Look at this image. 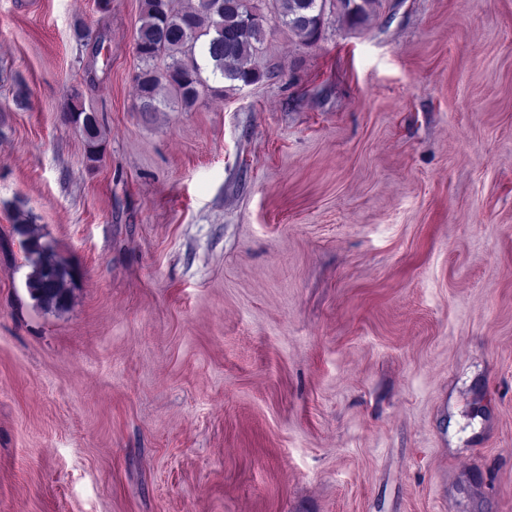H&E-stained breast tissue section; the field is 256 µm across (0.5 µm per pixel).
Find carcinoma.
Wrapping results in <instances>:
<instances>
[{
    "label": "carcinoma",
    "instance_id": "cac0c4a2",
    "mask_svg": "<svg viewBox=\"0 0 512 512\" xmlns=\"http://www.w3.org/2000/svg\"><path fill=\"white\" fill-rule=\"evenodd\" d=\"M281 24L304 43L313 44L321 36L326 5L351 27L362 25L380 0H269ZM140 25L135 31V48L142 62L136 75L139 111L159 112L172 101L193 107L206 86L202 73L244 86L258 82L262 74L249 65L265 36V16L252 0H197L179 10L172 0H142ZM74 37L98 51L105 34L79 22ZM166 57L162 70L155 62ZM81 94L73 91L68 119L81 126L85 135L87 161L101 160V131L93 113L80 103ZM12 230L18 232L29 267L26 287L40 308L64 312L71 303L74 270L45 240L27 216L19 212Z\"/></svg>",
    "mask_w": 512,
    "mask_h": 512
}]
</instances>
